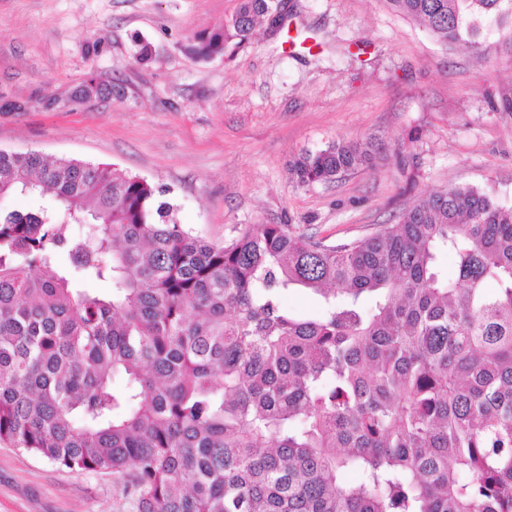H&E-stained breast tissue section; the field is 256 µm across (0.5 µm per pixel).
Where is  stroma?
<instances>
[{
  "label": "stroma",
  "instance_id": "1",
  "mask_svg": "<svg viewBox=\"0 0 512 512\" xmlns=\"http://www.w3.org/2000/svg\"><path fill=\"white\" fill-rule=\"evenodd\" d=\"M237 4L0 0V149L112 164L167 186L179 222L215 244L249 224L349 242L451 185L512 207L511 27L476 49L446 47L385 0H285L311 51L284 52L261 22L231 60H196L192 35L222 26ZM91 78L112 97L50 107ZM373 136L401 154L332 183L292 181L302 151ZM124 507L112 474L0 444V512Z\"/></svg>",
  "mask_w": 512,
  "mask_h": 512
}]
</instances>
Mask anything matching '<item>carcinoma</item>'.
<instances>
[{
	"mask_svg": "<svg viewBox=\"0 0 512 512\" xmlns=\"http://www.w3.org/2000/svg\"><path fill=\"white\" fill-rule=\"evenodd\" d=\"M385 2L444 45L512 24V0ZM278 3L239 0L190 52L231 57ZM384 150L336 142L290 174ZM8 194L51 203L0 211V443L112 472L130 512H512V207L451 185L350 242L249 224L216 245L112 164L0 150ZM288 309L301 316H316L320 311L319 298L306 290H291L284 298Z\"/></svg>",
	"mask_w": 512,
	"mask_h": 512,
	"instance_id": "1",
	"label": "carcinoma"
}]
</instances>
